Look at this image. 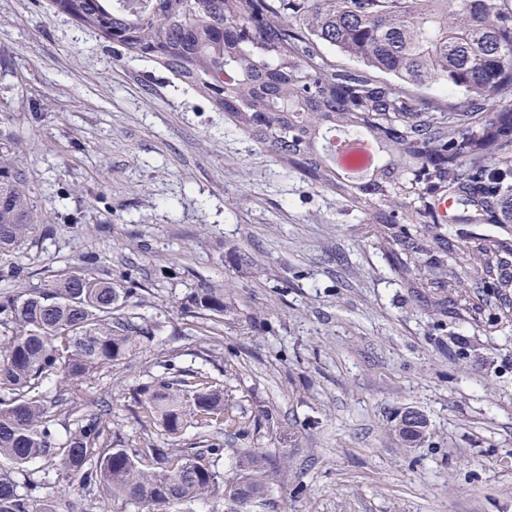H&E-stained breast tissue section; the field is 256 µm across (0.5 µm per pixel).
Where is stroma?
I'll return each instance as SVG.
<instances>
[{
    "instance_id": "1",
    "label": "stroma",
    "mask_w": 512,
    "mask_h": 512,
    "mask_svg": "<svg viewBox=\"0 0 512 512\" xmlns=\"http://www.w3.org/2000/svg\"><path fill=\"white\" fill-rule=\"evenodd\" d=\"M0 166L22 170L41 217L0 254V295L75 269L130 283L131 312L159 329L123 363L70 393L81 413L110 406V441L183 445L142 426L133 388L200 371L245 436L211 429L231 475L239 448L291 460L253 512H512V320H449L367 248L358 214L262 147L154 64L49 0H0ZM233 285L235 313L182 312L200 288ZM421 412L427 441L392 431ZM58 512H90L58 473Z\"/></svg>"
}]
</instances>
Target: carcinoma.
Returning <instances> with one entry per match:
<instances>
[{
	"instance_id": "1",
	"label": "carcinoma",
	"mask_w": 512,
	"mask_h": 512,
	"mask_svg": "<svg viewBox=\"0 0 512 512\" xmlns=\"http://www.w3.org/2000/svg\"><path fill=\"white\" fill-rule=\"evenodd\" d=\"M121 56L155 64L205 97L224 125L261 145L360 212L369 246L413 292L428 297L438 329L476 288L477 319L512 317V0H52ZM357 59L341 68L325 49ZM388 76L380 80L377 74ZM434 88L428 96L422 89ZM448 209L440 211V205ZM456 224L484 231L461 235ZM24 174L0 168V253L36 232ZM133 291L70 271L43 288L0 295V512H56L40 484L18 490L14 473L41 462L72 491L101 489L147 512L207 498L219 486L250 512L270 470L289 458L239 450L236 473L205 431L224 416L221 391L201 372L134 391L143 418L170 435L199 430V445L116 448L102 416L76 418L60 441L43 389L91 378L156 335L123 314ZM195 315L236 310L222 290L181 303ZM394 433L405 443L428 430Z\"/></svg>"
}]
</instances>
